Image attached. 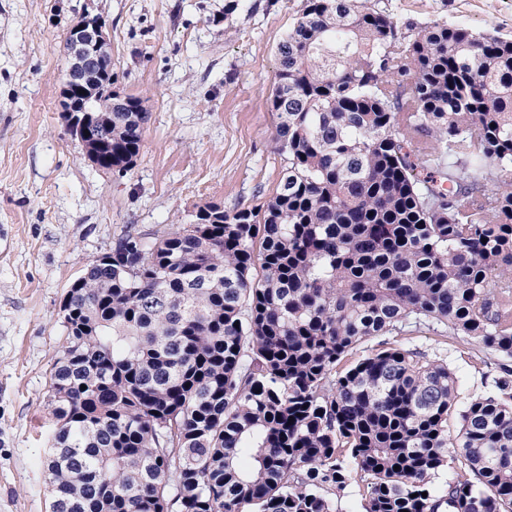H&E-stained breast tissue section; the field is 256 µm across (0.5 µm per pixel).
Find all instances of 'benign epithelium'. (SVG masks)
Returning <instances> with one entry per match:
<instances>
[{"instance_id": "1", "label": "benign epithelium", "mask_w": 512, "mask_h": 512, "mask_svg": "<svg viewBox=\"0 0 512 512\" xmlns=\"http://www.w3.org/2000/svg\"><path fill=\"white\" fill-rule=\"evenodd\" d=\"M68 45L69 81L81 87L95 68L103 63V55L109 49L101 20L95 16H83L69 30ZM75 138L84 151L91 152L87 156L88 161L96 164V153L92 152V148L99 145V131L82 119L76 126Z\"/></svg>"}]
</instances>
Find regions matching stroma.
<instances>
[{
  "mask_svg": "<svg viewBox=\"0 0 512 512\" xmlns=\"http://www.w3.org/2000/svg\"><path fill=\"white\" fill-rule=\"evenodd\" d=\"M422 23L512 38V0H372ZM0 0V512H49L50 371L62 303L125 225L167 230L195 207H263L287 155L275 144L276 47L301 0ZM102 18L116 88L148 112L136 164L102 171L63 116L66 33ZM463 394L490 391L493 355L448 348Z\"/></svg>",
  "mask_w": 512,
  "mask_h": 512,
  "instance_id": "obj_1",
  "label": "stroma"
}]
</instances>
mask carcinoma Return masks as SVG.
I'll list each match as a JSON object with an SVG mask.
<instances>
[{
    "label": "carcinoma",
    "instance_id": "cac0c4a2",
    "mask_svg": "<svg viewBox=\"0 0 512 512\" xmlns=\"http://www.w3.org/2000/svg\"><path fill=\"white\" fill-rule=\"evenodd\" d=\"M277 58L274 196L132 225L69 286L50 512H342L353 481L363 512H512V40L303 0ZM96 116L131 169L142 99ZM452 344L451 342H448ZM448 344V363L454 369L464 395L482 394L491 390L495 374L493 355L475 344Z\"/></svg>",
    "mask_w": 512,
    "mask_h": 512
}]
</instances>
